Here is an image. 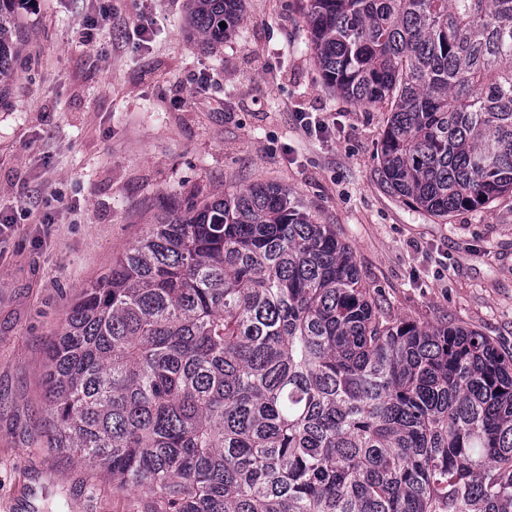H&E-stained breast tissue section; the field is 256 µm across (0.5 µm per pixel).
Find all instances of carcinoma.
Listing matches in <instances>:
<instances>
[{
  "label": "carcinoma",
  "instance_id": "carcinoma-1",
  "mask_svg": "<svg viewBox=\"0 0 512 512\" xmlns=\"http://www.w3.org/2000/svg\"><path fill=\"white\" fill-rule=\"evenodd\" d=\"M22 2L0 0V95ZM185 9L222 42L243 0ZM306 21L324 83L387 106L391 193L436 217L512 193V0H307ZM46 384V447L148 493L134 512H512V356L387 318L274 183L150 225L68 306Z\"/></svg>",
  "mask_w": 512,
  "mask_h": 512
}]
</instances>
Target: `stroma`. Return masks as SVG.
Instances as JSON below:
<instances>
[{"label": "stroma", "instance_id": "stroma-1", "mask_svg": "<svg viewBox=\"0 0 512 512\" xmlns=\"http://www.w3.org/2000/svg\"><path fill=\"white\" fill-rule=\"evenodd\" d=\"M305 0H244L234 35L190 36L183 0H30L0 103V512H131L140 491L45 446L47 350L68 304L167 208L271 182L351 245L384 314L512 352V194L437 218L389 193L388 114L324 84ZM107 8L94 43L87 17ZM152 19L139 39V17ZM309 112L329 133H307Z\"/></svg>", "mask_w": 512, "mask_h": 512}]
</instances>
